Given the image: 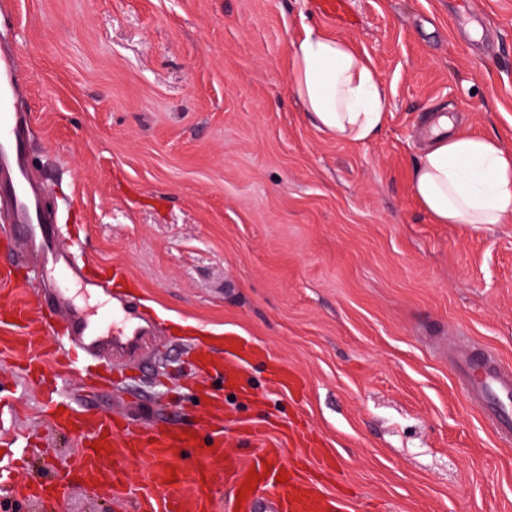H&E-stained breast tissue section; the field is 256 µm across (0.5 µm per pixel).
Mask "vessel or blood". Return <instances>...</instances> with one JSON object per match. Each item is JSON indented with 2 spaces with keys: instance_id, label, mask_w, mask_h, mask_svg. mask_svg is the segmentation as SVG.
Instances as JSON below:
<instances>
[{
  "instance_id": "1",
  "label": "vessel or blood",
  "mask_w": 512,
  "mask_h": 512,
  "mask_svg": "<svg viewBox=\"0 0 512 512\" xmlns=\"http://www.w3.org/2000/svg\"><path fill=\"white\" fill-rule=\"evenodd\" d=\"M17 69L15 54H0V210H7L6 223L15 229L18 245L36 256L35 272L40 282L52 286L50 298L65 323L63 336L56 339L57 347L72 368L83 372L108 356L138 357L154 324L135 296L112 290V278L127 276L122 267L113 266L108 279L87 276L89 259L77 257L61 242L55 214L44 203L43 187L28 162L29 121L11 107ZM80 293L107 295L110 304L99 313L89 312L75 300ZM12 308L15 319L0 325V336L6 338L18 330L30 343H40L38 310L25 301L13 303ZM224 353V370L234 372L241 363L258 356L260 350L244 337L228 336ZM455 364L470 395L489 415L498 434L512 439V373L489 369L465 354L458 355ZM56 420L77 432L79 451L72 466L84 475H95L99 464L109 458L116 462L131 457L144 459L150 465L152 485L163 494L164 512H206L203 498L181 493L178 483L171 480L172 456L193 446L195 435L166 431L121 437L111 419L87 423L84 412L73 406L57 413ZM221 462L226 463L236 489L243 492L241 512H346L338 498L301 477L278 482V475L287 469L279 449H260L245 465L228 462L224 459V436L214 433L205 462L196 470V484H203L211 465Z\"/></svg>"
}]
</instances>
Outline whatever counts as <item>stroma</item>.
<instances>
[{"label":"stroma","mask_w":512,"mask_h":512,"mask_svg":"<svg viewBox=\"0 0 512 512\" xmlns=\"http://www.w3.org/2000/svg\"><path fill=\"white\" fill-rule=\"evenodd\" d=\"M312 2L0 0L60 233L93 272L126 268L158 323L119 385L58 388L91 416L199 426L214 384L191 345L218 357L245 336L265 355L224 385L234 458L279 448L351 512H512V444L448 355L471 344L512 370V222L437 224L410 190L432 113L512 150V0H348L343 22ZM307 23L372 59L389 118L370 143L321 133L296 100L289 41ZM23 364L0 345L29 451L16 480L67 487L0 493V512H160L142 460L118 499L67 475L78 439L45 419Z\"/></svg>","instance_id":"obj_1"}]
</instances>
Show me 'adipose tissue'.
Masks as SVG:
<instances>
[{
	"label": "adipose tissue",
	"instance_id": "adipose-tissue-1",
	"mask_svg": "<svg viewBox=\"0 0 512 512\" xmlns=\"http://www.w3.org/2000/svg\"><path fill=\"white\" fill-rule=\"evenodd\" d=\"M295 97L311 123L339 141L366 144L385 125V89L370 57L316 24L289 45ZM413 166L411 192L438 224H502L512 219V150L492 137L455 129L434 115Z\"/></svg>",
	"mask_w": 512,
	"mask_h": 512
}]
</instances>
